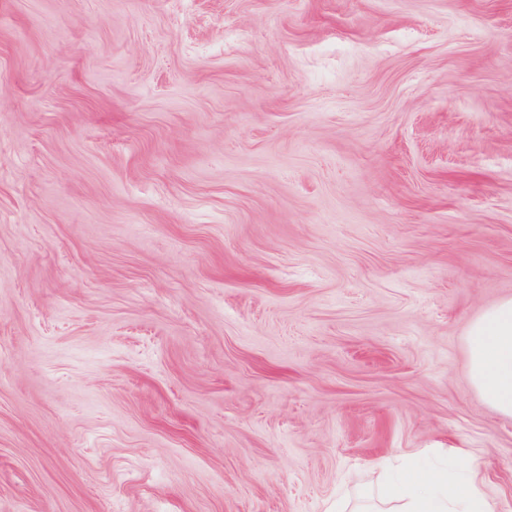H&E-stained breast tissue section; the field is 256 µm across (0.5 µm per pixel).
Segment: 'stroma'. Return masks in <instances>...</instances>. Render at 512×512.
I'll list each match as a JSON object with an SVG mask.
<instances>
[{
    "instance_id": "1",
    "label": "stroma",
    "mask_w": 512,
    "mask_h": 512,
    "mask_svg": "<svg viewBox=\"0 0 512 512\" xmlns=\"http://www.w3.org/2000/svg\"><path fill=\"white\" fill-rule=\"evenodd\" d=\"M509 297L512 0H0V512H512ZM468 374L489 406L512 417V297L487 309L469 327ZM453 468L423 473L406 462L400 474L387 477L371 503L352 512H498L482 489L465 450L450 448Z\"/></svg>"
}]
</instances>
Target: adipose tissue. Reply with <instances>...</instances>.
Listing matches in <instances>:
<instances>
[{
    "mask_svg": "<svg viewBox=\"0 0 512 512\" xmlns=\"http://www.w3.org/2000/svg\"><path fill=\"white\" fill-rule=\"evenodd\" d=\"M468 374L482 399L512 417V297L487 309L469 327ZM452 469L425 473L406 464L386 478L358 512H497L465 450L451 449Z\"/></svg>",
    "mask_w": 512,
    "mask_h": 512,
    "instance_id": "ef3b65f1",
    "label": "adipose tissue"
}]
</instances>
